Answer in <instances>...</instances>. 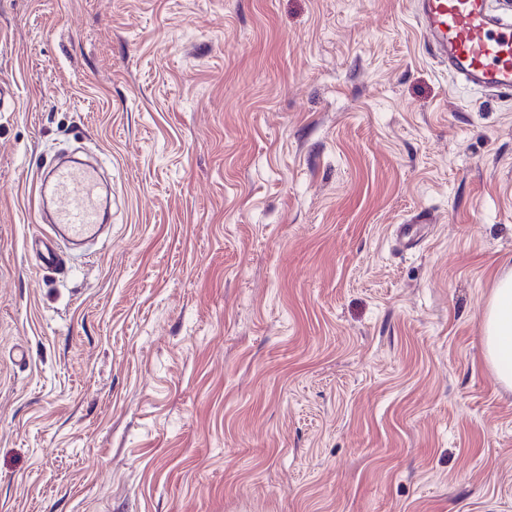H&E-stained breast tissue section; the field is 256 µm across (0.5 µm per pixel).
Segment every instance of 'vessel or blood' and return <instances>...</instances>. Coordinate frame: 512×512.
Returning <instances> with one entry per match:
<instances>
[{
  "instance_id": "obj_1",
  "label": "vessel or blood",
  "mask_w": 512,
  "mask_h": 512,
  "mask_svg": "<svg viewBox=\"0 0 512 512\" xmlns=\"http://www.w3.org/2000/svg\"><path fill=\"white\" fill-rule=\"evenodd\" d=\"M422 33L461 85L492 95L512 90V0H414ZM54 202L52 223L29 243L39 266L59 262L57 237L85 242L101 227L100 176L85 164H56L40 174Z\"/></svg>"
}]
</instances>
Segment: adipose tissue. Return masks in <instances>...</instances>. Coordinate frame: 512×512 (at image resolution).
<instances>
[{
	"label": "adipose tissue",
	"mask_w": 512,
	"mask_h": 512,
	"mask_svg": "<svg viewBox=\"0 0 512 512\" xmlns=\"http://www.w3.org/2000/svg\"><path fill=\"white\" fill-rule=\"evenodd\" d=\"M485 357L497 380L512 389V271L499 275L482 317Z\"/></svg>",
	"instance_id": "obj_1"
}]
</instances>
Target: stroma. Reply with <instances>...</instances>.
Listing matches in <instances>:
<instances>
[{"instance_id": "1", "label": "stroma", "mask_w": 512, "mask_h": 512, "mask_svg": "<svg viewBox=\"0 0 512 512\" xmlns=\"http://www.w3.org/2000/svg\"><path fill=\"white\" fill-rule=\"evenodd\" d=\"M0 512H512V94L413 0H0ZM107 162L40 268L39 168ZM485 357L497 380L512 389V271L499 275L482 317Z\"/></svg>"}]
</instances>
